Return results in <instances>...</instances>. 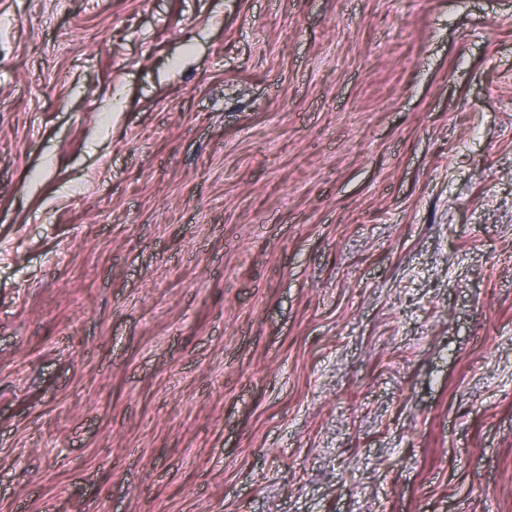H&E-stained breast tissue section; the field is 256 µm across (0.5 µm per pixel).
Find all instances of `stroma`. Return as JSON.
I'll return each instance as SVG.
<instances>
[{"label":"stroma","instance_id":"obj_1","mask_svg":"<svg viewBox=\"0 0 512 512\" xmlns=\"http://www.w3.org/2000/svg\"><path fill=\"white\" fill-rule=\"evenodd\" d=\"M0 512H512V0H0Z\"/></svg>","mask_w":512,"mask_h":512}]
</instances>
